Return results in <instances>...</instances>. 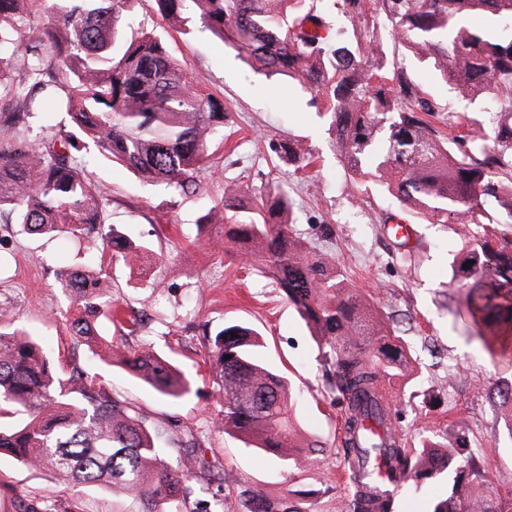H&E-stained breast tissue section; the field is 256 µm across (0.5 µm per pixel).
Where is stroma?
<instances>
[{"mask_svg": "<svg viewBox=\"0 0 512 512\" xmlns=\"http://www.w3.org/2000/svg\"><path fill=\"white\" fill-rule=\"evenodd\" d=\"M369 34L384 71H406L439 107L467 114L475 126H493V108L454 98L433 66L410 55L381 18H374ZM169 43L188 73L223 102L224 141L214 146L199 189L190 196L140 184L119 165L93 167L110 223L153 248L137 265L117 259L102 271L104 295L141 314L138 331L121 335L103 319L97 329L104 344L118 340L129 349L150 345L172 354L190 381L189 394L176 400L160 396L110 363L104 344L71 351L60 314L74 298L58 287L54 270L87 263L82 241L47 240L0 224V308L10 309L12 326L62 358L77 355L87 371L99 374L149 420L192 429L207 461L198 483L223 497L224 512H246L247 491L288 498L297 512H348L343 407L331 389L317 336L272 279L242 261L234 247L209 243L222 226L225 182H238L250 197L287 183L293 232L315 253L335 260L346 280L365 294L369 312L395 329L414 359L402 375L381 384L402 439L411 445L426 428L437 432L451 423L465 428L487 474V494L502 507L512 506V434L498 396L500 388L512 386V358L490 357L459 315L468 282L453 275L450 262L470 237L465 226L432 223L371 179L355 176L333 150L325 104L312 91L253 70L198 28L186 35L171 31ZM292 143L310 153L306 170L288 162L283 148ZM393 223L412 227L409 241L394 238ZM233 321L262 332L263 355L290 379L293 418L322 442V459L304 454L287 466L237 436L215 431L224 400L203 332ZM1 479L6 485L0 487V512H10L14 494L54 485L49 472L6 455L0 456ZM62 498L65 512H114L117 501L111 489L91 485L65 490Z\"/></svg>", "mask_w": 512, "mask_h": 512, "instance_id": "obj_1", "label": "stroma"}]
</instances>
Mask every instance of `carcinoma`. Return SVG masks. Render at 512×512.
<instances>
[{
    "label": "carcinoma",
    "instance_id": "1",
    "mask_svg": "<svg viewBox=\"0 0 512 512\" xmlns=\"http://www.w3.org/2000/svg\"><path fill=\"white\" fill-rule=\"evenodd\" d=\"M29 0H0V100L16 112L0 113V223L30 235L84 236L99 252V265L128 259L149 246L109 227L107 199L90 178L95 160L117 163L144 183L190 193L213 140L224 137V105L192 81L171 55L168 30L127 33L138 0H48V21L26 34ZM172 27L189 21L269 75L296 78L327 103L336 137L332 147L352 172L376 183L416 213L479 225L476 215L495 204L500 220L468 247L460 264L472 280L462 315L490 354L512 346V0H375V12L391 34L418 59H429L458 96L490 102L500 120L487 131L448 118V136L435 120L440 108L401 70L389 78L364 42L369 25L352 41L309 33L306 0H154ZM489 17L487 30L468 24ZM52 99L70 117L38 144L19 131L46 114ZM245 207L240 188L226 184L227 213L219 243L258 260L301 316L315 329L333 367L344 403L342 447L354 483L351 512H393L394 491L444 480L447 497L431 512H504L477 492L486 484L475 454L450 424L441 437L424 436L408 448L395 433L383 403V378L410 363L400 337L371 323L363 296L336 265L310 255L282 221L288 192ZM56 281L71 289L73 339L98 343L96 320L114 321L117 304L100 291V272L61 267ZM219 372L224 407L214 427L282 461L292 450L315 453L317 440L298 444L301 431L290 414L287 380L256 350L252 327L235 323L206 333ZM111 358L158 394L178 399L189 381L172 360L142 347L117 343ZM230 359H224V356ZM0 454L32 468H46L63 487L102 485L139 504L135 512H183L196 496V512H224V500L194 488L205 467L192 431L173 435L166 422H151L77 363L69 370L23 332L0 326ZM249 512H297L284 498L248 497ZM14 512H59L57 496H17Z\"/></svg>",
    "mask_w": 512,
    "mask_h": 512
}]
</instances>
